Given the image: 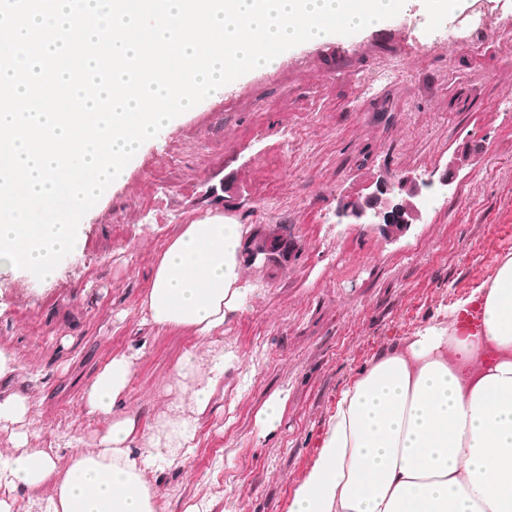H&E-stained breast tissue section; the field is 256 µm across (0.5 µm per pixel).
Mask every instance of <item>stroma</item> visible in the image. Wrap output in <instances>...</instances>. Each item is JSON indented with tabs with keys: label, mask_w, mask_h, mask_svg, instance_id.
Masks as SVG:
<instances>
[{
	"label": "stroma",
	"mask_w": 512,
	"mask_h": 512,
	"mask_svg": "<svg viewBox=\"0 0 512 512\" xmlns=\"http://www.w3.org/2000/svg\"><path fill=\"white\" fill-rule=\"evenodd\" d=\"M512 0H466L434 18L417 0L350 36L301 44L216 90L146 141L81 220L78 249L53 276L0 264V348L40 405L29 438L57 431L94 448L83 388L113 355L139 351L124 411L152 425L177 401L171 374L195 339L144 324L140 296L182 224L221 210L252 236L290 228L284 260L245 263V309L224 325L240 365L180 467L157 471L165 512H288L341 392L399 339L468 297L512 253ZM410 64L398 85L377 73ZM477 151L439 178L467 145ZM428 180L436 205L394 237L343 224L340 202L370 182ZM280 395L281 418L259 413Z\"/></svg>",
	"instance_id": "1"
}]
</instances>
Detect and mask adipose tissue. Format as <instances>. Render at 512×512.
Masks as SVG:
<instances>
[{"label":"adipose tissue","mask_w":512,"mask_h":512,"mask_svg":"<svg viewBox=\"0 0 512 512\" xmlns=\"http://www.w3.org/2000/svg\"><path fill=\"white\" fill-rule=\"evenodd\" d=\"M248 233L212 213L182 225L158 255L141 309L153 327L192 331L206 354L178 362L176 412L149 429L121 410L139 358L121 353L83 391L85 415L102 425L96 448L64 467L59 449L30 451L36 404L0 349V429L15 442L0 461V512H20L21 492L44 487L49 512H159L155 471L195 448L198 423L238 362L219 335L248 295ZM471 307L479 326L462 319ZM288 512H512V253L447 318L378 354L342 391Z\"/></svg>","instance_id":"1"}]
</instances>
